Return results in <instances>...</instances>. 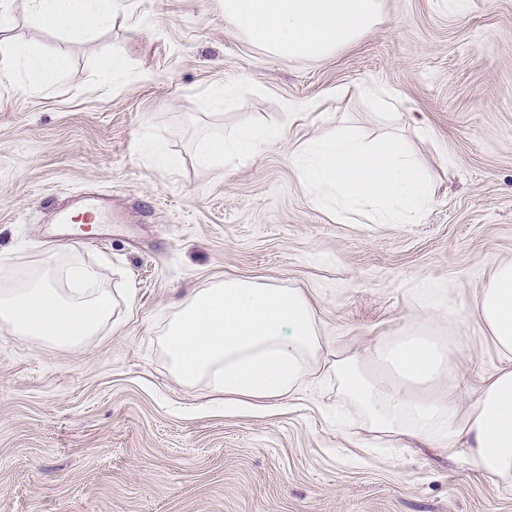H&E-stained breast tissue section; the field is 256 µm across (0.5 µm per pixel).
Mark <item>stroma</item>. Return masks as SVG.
Returning a JSON list of instances; mask_svg holds the SVG:
<instances>
[{
    "label": "stroma",
    "mask_w": 512,
    "mask_h": 512,
    "mask_svg": "<svg viewBox=\"0 0 512 512\" xmlns=\"http://www.w3.org/2000/svg\"><path fill=\"white\" fill-rule=\"evenodd\" d=\"M4 2L13 36L68 68L47 89L0 85V262L68 245L135 302L119 331L74 350L0 334V512H512V490L464 453L372 446L331 379L267 410L227 408L182 384L159 341L192 289L239 277L302 289L321 334L353 351L420 327L446 335L455 376L478 387L498 357L475 311L456 310L512 259V0H384V24L319 62L248 41L222 0H124L88 33ZM111 56L124 74L105 69ZM361 83L398 116L356 96ZM216 88L219 118L200 105ZM292 102L318 108L292 120ZM256 122L285 140L237 166L198 158L202 129ZM344 125L414 146L434 181L421 220L312 202L291 156ZM151 140L171 166L142 151ZM87 194L110 200L99 243L54 222ZM426 288L445 289L448 314L421 308ZM358 95L365 99L369 100L371 104L379 111L385 112L389 110H393L395 108V102L383 90H380L375 85L365 83L357 88Z\"/></svg>",
    "instance_id": "1"
}]
</instances>
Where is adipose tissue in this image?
<instances>
[{
    "label": "adipose tissue",
    "instance_id": "1",
    "mask_svg": "<svg viewBox=\"0 0 512 512\" xmlns=\"http://www.w3.org/2000/svg\"><path fill=\"white\" fill-rule=\"evenodd\" d=\"M44 26L95 29L121 11L120 0H31ZM224 17L266 51L319 61L363 38L386 20L382 0H224ZM0 13V83L24 78L35 88L58 83L63 55L36 53L10 34ZM284 131L245 127L227 139H201L203 159L245 161ZM128 289L105 288L97 270L60 247L39 263L0 265V332L75 349L105 327L120 329ZM478 321L502 362L475 390L452 373L456 351L440 337L410 333L381 341L368 358L340 350L330 364L359 423L376 438L403 436L465 450L484 474L512 490V261L495 263L475 301ZM326 337L316 308L299 288L227 278L193 289L170 316L161 338L176 377L207 381L225 403L266 408L306 388L322 369Z\"/></svg>",
    "mask_w": 512,
    "mask_h": 512
}]
</instances>
